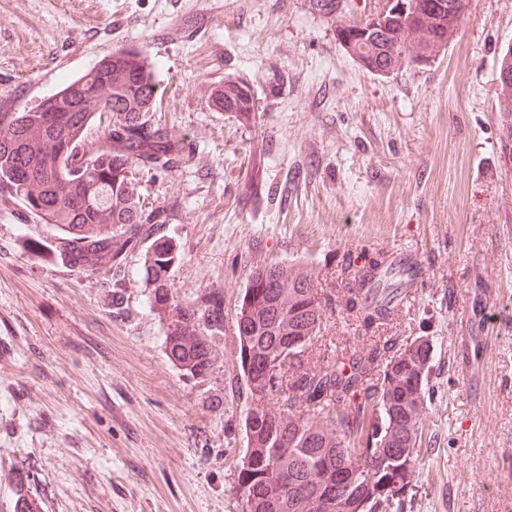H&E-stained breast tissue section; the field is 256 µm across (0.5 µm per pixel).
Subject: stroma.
<instances>
[{
  "label": "stroma",
  "instance_id": "35a3bbf8",
  "mask_svg": "<svg viewBox=\"0 0 512 512\" xmlns=\"http://www.w3.org/2000/svg\"><path fill=\"white\" fill-rule=\"evenodd\" d=\"M510 44L512 0H469L444 56L386 77L309 0H0V112L145 51L150 124L186 150L167 170L133 169L140 200L166 215L175 299L224 295L212 370L193 378L149 305L148 242L109 272L70 267L48 250L52 226L0 191V505L24 467L38 512H240L233 320L251 269L406 250L425 284L382 333L427 337L434 357L401 512H512V165L495 83ZM228 82L252 90L254 111L214 105ZM374 340L353 312L323 336Z\"/></svg>",
  "mask_w": 512,
  "mask_h": 512
}]
</instances>
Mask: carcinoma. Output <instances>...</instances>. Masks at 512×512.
I'll return each instance as SVG.
<instances>
[{
  "mask_svg": "<svg viewBox=\"0 0 512 512\" xmlns=\"http://www.w3.org/2000/svg\"><path fill=\"white\" fill-rule=\"evenodd\" d=\"M413 17L400 33L363 44L388 75L420 54L440 52L458 21L432 0H410ZM157 83L141 49L103 59L35 110L0 113V189L57 230L55 251L75 263L93 252L102 267L120 266L150 236L162 215L146 212L127 173L135 165L165 170L178 145L151 129L146 114ZM216 104L251 112L252 96L224 84ZM111 114L101 142H85L95 113ZM82 162L72 163L77 149ZM176 256L153 240L144 257L153 308L168 311L164 336L170 361L193 378L212 370V350L224 329V295L210 291L181 302L166 286ZM344 306L365 327L395 316L398 289L419 269L394 267L381 256L362 265L342 261ZM336 304L314 265L258 264L235 312L239 370L248 388L243 410L247 445L237 464L241 512H400L416 486V447L427 413L425 387L433 347L389 336L362 350L319 346L327 312ZM28 475L18 474L10 512H36Z\"/></svg>",
  "mask_w": 512,
  "mask_h": 512,
  "instance_id": "cac0c4a2",
  "label": "carcinoma"
}]
</instances>
